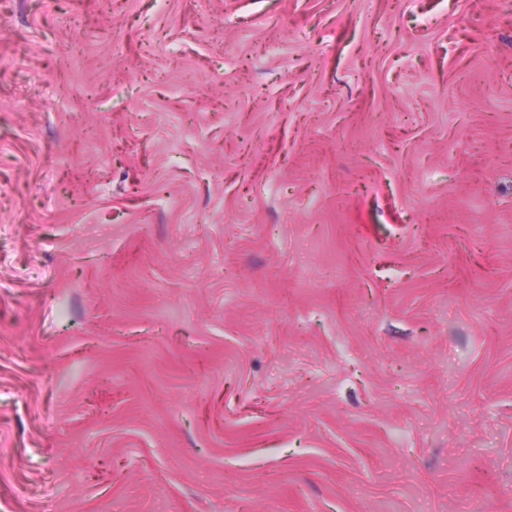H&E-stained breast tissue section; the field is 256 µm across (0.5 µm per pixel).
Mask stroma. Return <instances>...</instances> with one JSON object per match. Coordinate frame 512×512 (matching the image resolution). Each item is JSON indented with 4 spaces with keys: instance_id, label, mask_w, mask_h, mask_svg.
Instances as JSON below:
<instances>
[{
    "instance_id": "1",
    "label": "stroma",
    "mask_w": 512,
    "mask_h": 512,
    "mask_svg": "<svg viewBox=\"0 0 512 512\" xmlns=\"http://www.w3.org/2000/svg\"><path fill=\"white\" fill-rule=\"evenodd\" d=\"M0 512H512V0H0Z\"/></svg>"
}]
</instances>
